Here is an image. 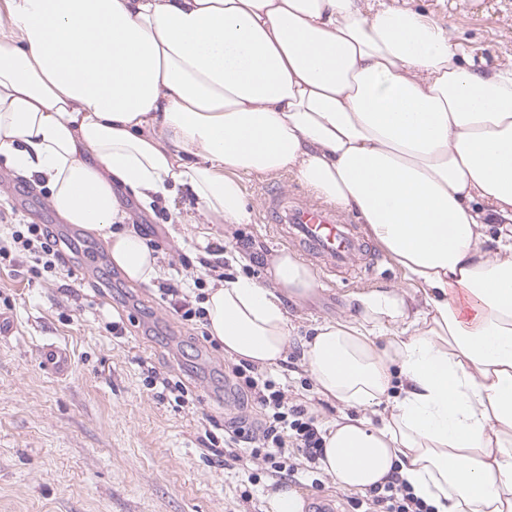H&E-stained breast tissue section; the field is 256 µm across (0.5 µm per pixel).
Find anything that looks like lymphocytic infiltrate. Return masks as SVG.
Instances as JSON below:
<instances>
[{
  "mask_svg": "<svg viewBox=\"0 0 512 512\" xmlns=\"http://www.w3.org/2000/svg\"><path fill=\"white\" fill-rule=\"evenodd\" d=\"M13 242L33 253L35 264L46 272L66 266L67 258L59 248L60 240L50 225L25 224L13 228ZM163 302L167 303L184 324L192 329L206 325L205 311L197 306L181 281L168 280L159 288ZM227 378L243 396V405L259 409L263 422L258 432L237 427L229 430L226 449L218 451L220 465H237L255 481L258 473H265L273 482L297 479L315 471L323 456V438L316 419L300 403L290 402L284 388L267 373L258 371L250 363L229 365ZM293 447L300 463L288 462L286 447ZM364 512H429L428 505L415 499L397 478L370 489L364 501Z\"/></svg>",
  "mask_w": 512,
  "mask_h": 512,
  "instance_id": "obj_1",
  "label": "lymphocytic infiltrate"
}]
</instances>
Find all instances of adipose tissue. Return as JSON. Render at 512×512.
Masks as SVG:
<instances>
[{
    "mask_svg": "<svg viewBox=\"0 0 512 512\" xmlns=\"http://www.w3.org/2000/svg\"><path fill=\"white\" fill-rule=\"evenodd\" d=\"M0 155L138 283L160 266L118 186L186 192L203 244L251 223L246 175L290 171L354 214L409 286L351 293L303 344L348 409L320 468L351 491L398 476L434 512H512L511 60L476 67L399 0H0ZM267 263L268 284L203 302L210 336L260 367L314 289L290 252Z\"/></svg>",
    "mask_w": 512,
    "mask_h": 512,
    "instance_id": "ef3b65f1",
    "label": "adipose tissue"
}]
</instances>
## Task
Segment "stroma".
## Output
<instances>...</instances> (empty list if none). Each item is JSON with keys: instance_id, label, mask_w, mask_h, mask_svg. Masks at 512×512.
Masks as SVG:
<instances>
[{"instance_id": "obj_1", "label": "stroma", "mask_w": 512, "mask_h": 512, "mask_svg": "<svg viewBox=\"0 0 512 512\" xmlns=\"http://www.w3.org/2000/svg\"><path fill=\"white\" fill-rule=\"evenodd\" d=\"M408 2L448 26L486 65L512 56V0ZM118 197L133 230L159 242L164 279L198 277L212 287L195 229L180 221L184 199L149 210L126 190ZM12 224L52 225L72 252L66 270L39 277L24 250L0 267V313L15 324L12 336L0 337V512H268L270 480L250 484L219 466L204 435L212 420L240 416L245 429L258 425L257 415L240 413L224 378L232 358L223 346L204 345L160 300L156 284L129 281L104 256L90 264L92 249L106 251L104 237L65 223L46 188L15 177L0 156V242L10 243ZM282 248L260 219L236 225L224 243V275L265 283V258ZM403 283L400 267L384 256L375 267L360 261L336 271L303 302H287L288 354L271 372L318 424L335 420L342 407L316 394L303 341L316 324L342 316L348 293ZM114 321L123 335L109 330ZM49 340L71 352L67 379L39 363L38 349ZM151 368L182 381L193 403L149 388ZM320 480L317 487L293 483L305 508L325 501L335 512H354V492L328 475Z\"/></svg>"}]
</instances>
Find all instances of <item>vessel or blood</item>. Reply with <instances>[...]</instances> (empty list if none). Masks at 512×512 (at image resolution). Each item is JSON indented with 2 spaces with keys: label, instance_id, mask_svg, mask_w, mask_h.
I'll return each instance as SVG.
<instances>
[{
  "label": "vessel or blood",
  "instance_id": "vessel-or-blood-1",
  "mask_svg": "<svg viewBox=\"0 0 512 512\" xmlns=\"http://www.w3.org/2000/svg\"><path fill=\"white\" fill-rule=\"evenodd\" d=\"M260 198L267 223L284 228L290 240L326 271L346 267L365 253L364 242L339 218L335 208L313 198L290 197L283 190L261 192ZM38 357L43 368L56 377H67L72 370L67 350L56 343L40 346Z\"/></svg>",
  "mask_w": 512,
  "mask_h": 512
}]
</instances>
